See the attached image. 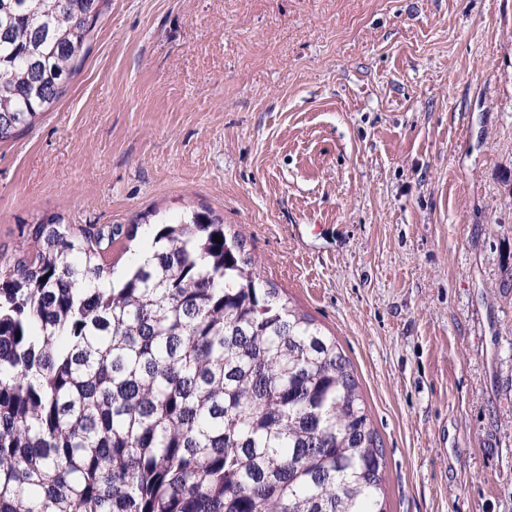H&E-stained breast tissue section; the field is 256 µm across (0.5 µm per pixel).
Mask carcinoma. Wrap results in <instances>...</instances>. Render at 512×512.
I'll use <instances>...</instances> for the list:
<instances>
[{"label": "carcinoma", "instance_id": "obj_1", "mask_svg": "<svg viewBox=\"0 0 512 512\" xmlns=\"http://www.w3.org/2000/svg\"><path fill=\"white\" fill-rule=\"evenodd\" d=\"M106 0H0V142L65 93ZM30 225L0 251V512H386L349 360L206 212Z\"/></svg>", "mask_w": 512, "mask_h": 512}]
</instances>
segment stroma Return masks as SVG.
<instances>
[{"mask_svg": "<svg viewBox=\"0 0 512 512\" xmlns=\"http://www.w3.org/2000/svg\"><path fill=\"white\" fill-rule=\"evenodd\" d=\"M209 211L349 359L387 512H512V0H109L0 143L22 226Z\"/></svg>", "mask_w": 512, "mask_h": 512, "instance_id": "35a3bbf8", "label": "stroma"}]
</instances>
